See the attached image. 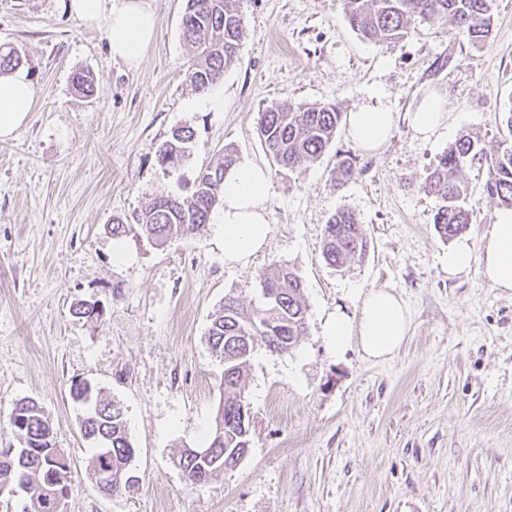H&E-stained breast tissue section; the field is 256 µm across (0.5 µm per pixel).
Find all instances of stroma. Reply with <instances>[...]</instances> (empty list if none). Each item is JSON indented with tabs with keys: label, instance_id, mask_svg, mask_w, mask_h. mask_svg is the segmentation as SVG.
I'll list each match as a JSON object with an SVG mask.
<instances>
[{
	"label": "stroma",
	"instance_id": "35a3bbf8",
	"mask_svg": "<svg viewBox=\"0 0 512 512\" xmlns=\"http://www.w3.org/2000/svg\"><path fill=\"white\" fill-rule=\"evenodd\" d=\"M146 2L156 36L133 69L69 0H0V45L22 49L36 89L26 124L0 140V448L19 445L15 404L36 401L72 461L64 512H512V293L477 262L449 278L438 200L419 184L460 134L490 151L512 145V0H497L483 46L426 25L366 43L342 0H238V58L204 94L184 81L186 0ZM81 69L98 78L92 96L72 87ZM429 97L447 119L424 139L411 114ZM195 100L201 108L188 109ZM282 100L385 109L395 124L373 150L339 127L317 162L281 171L258 112ZM182 126L195 133L191 154L164 170L155 150ZM228 145L271 180L270 232L251 261H225L220 224L161 246L112 236L113 220L134 223L156 196L182 193ZM341 156L354 170L337 188ZM467 177L463 237L479 256L501 208L483 193L484 163ZM340 209L356 214L367 251L334 268L322 240ZM284 264L302 279L307 333L287 353L256 348L244 379L249 452L223 477L190 484L175 459L205 446L224 395L212 315L228 295L257 303L261 275ZM372 289L408 308L399 352H330L326 316L357 315ZM90 297L101 319L77 320L72 305ZM79 381L125 409L139 482L121 494H103L88 474Z\"/></svg>",
	"mask_w": 512,
	"mask_h": 512
}]
</instances>
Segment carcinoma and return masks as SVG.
<instances>
[{
  "instance_id": "obj_1",
  "label": "carcinoma",
  "mask_w": 512,
  "mask_h": 512,
  "mask_svg": "<svg viewBox=\"0 0 512 512\" xmlns=\"http://www.w3.org/2000/svg\"><path fill=\"white\" fill-rule=\"evenodd\" d=\"M496 0H342L350 27L362 39L374 43L393 42L411 34L418 24L437 26L474 45L484 44L491 33ZM182 35L195 52L184 73L185 82L195 92L204 93L218 84L224 70L237 59L245 31L236 0H186L181 20ZM20 52L11 47L0 50V75L19 66ZM95 75L87 70L74 74L75 90L93 91ZM342 112L334 103L274 102L259 112L258 131L273 164L290 172H300L318 160L331 146ZM194 132L188 127L173 130L169 140L156 150L158 164L165 170L170 154L184 161ZM485 161L483 192L487 198L512 208V146L487 153L480 139L461 136L423 174L422 189L439 199L433 216L436 232L450 239L470 224L466 170L473 161ZM239 162L237 150L224 148V156L204 168L190 191L162 194L137 216L135 224H114L112 235L145 237L157 245L173 238L194 234L209 222L224 189V174ZM353 160L340 159L334 186L350 179ZM367 239L356 214L338 210L324 228L322 255L332 267L362 257ZM261 289L274 298L255 307L244 306L233 296L214 313L208 329V342L224 363V399L207 440L209 458H199L185 448L177 466L193 484H205L236 467L250 447V420H241L248 408L243 396V379L258 344L271 352L294 349L306 334V305L303 283L297 272L280 266L262 274ZM73 314L98 320L103 310L96 301L78 302ZM10 421L23 439L26 452L0 448V489L10 491L18 478L26 477L30 512H63L71 486V461L57 447L53 431L42 408L29 399L18 401ZM83 437L94 445L88 459L89 473L98 478L108 473L112 483L105 493H121L136 481L131 462L135 448L129 437L125 412L120 402L100 395L91 397L82 419Z\"/></svg>"
}]
</instances>
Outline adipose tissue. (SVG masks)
Returning <instances> with one entry per match:
<instances>
[{
    "mask_svg": "<svg viewBox=\"0 0 512 512\" xmlns=\"http://www.w3.org/2000/svg\"><path fill=\"white\" fill-rule=\"evenodd\" d=\"M69 10L86 25L104 24L113 56L133 67L140 64L155 36L156 16L144 0H70ZM35 104L36 91L26 70L0 76V138L12 137ZM394 121L391 112L361 107L349 113L348 130L358 144L374 149L387 140ZM270 189L269 175L259 165L240 163L226 172L219 211L228 262L247 263L264 247ZM482 273L494 287L512 292V209L501 212L490 227ZM409 325L402 299L386 290H372L363 295L357 316L342 311L329 314L324 335L336 353H344L355 342L367 358L384 360L401 347Z\"/></svg>",
    "mask_w": 512,
    "mask_h": 512,
    "instance_id": "adipose-tissue-1",
    "label": "adipose tissue"
}]
</instances>
